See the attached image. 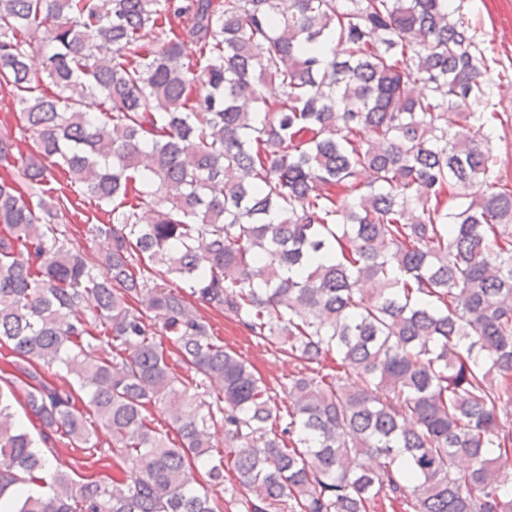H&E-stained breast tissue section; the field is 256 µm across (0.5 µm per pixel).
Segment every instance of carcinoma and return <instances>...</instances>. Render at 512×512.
<instances>
[{
    "label": "carcinoma",
    "mask_w": 512,
    "mask_h": 512,
    "mask_svg": "<svg viewBox=\"0 0 512 512\" xmlns=\"http://www.w3.org/2000/svg\"><path fill=\"white\" fill-rule=\"evenodd\" d=\"M36 37L55 92L27 98ZM494 63L451 0H0V87L37 145L0 135L27 187L0 176V347L41 425L0 388V512H512ZM58 172L103 215L95 258L54 223L81 215ZM207 309L301 364L287 410ZM94 329L112 355L90 362ZM41 444L113 475L80 483ZM2 352L5 354L4 355L5 359H2V361L0 362V366L2 367V369H4L6 371V373H12V374L16 375L17 377H19L20 379L26 380V378L23 375H21L19 373H15L12 366L7 363V360L14 359V358L10 357V355H11L10 352L6 349H2ZM7 376H10L13 379V381H14L13 389H15L16 396L18 398V401L12 400L13 410L16 412L17 417L23 422L24 426L27 428V430L31 434V436L35 440H38L39 439V431H40V423H39L38 419H36L31 413H29L23 405L24 402H23V397H22L23 396L22 388L24 387V383L20 379H17L15 376H12V375H7Z\"/></svg>",
    "instance_id": "1"
}]
</instances>
